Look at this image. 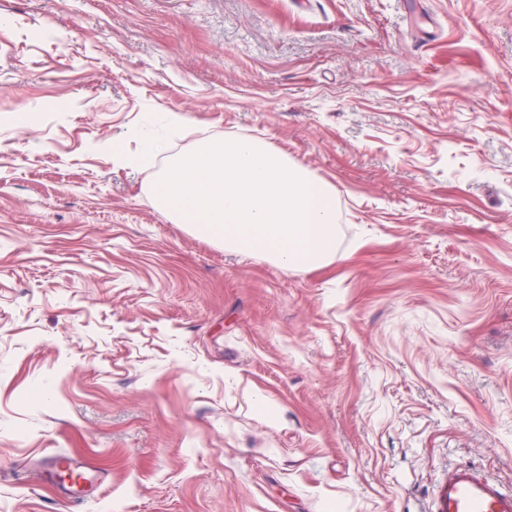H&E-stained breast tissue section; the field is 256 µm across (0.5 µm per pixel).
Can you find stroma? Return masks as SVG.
Returning <instances> with one entry per match:
<instances>
[{"mask_svg":"<svg viewBox=\"0 0 512 512\" xmlns=\"http://www.w3.org/2000/svg\"><path fill=\"white\" fill-rule=\"evenodd\" d=\"M173 112L333 186L335 262L167 221L109 146ZM461 463L512 490V0H0V512H436Z\"/></svg>","mask_w":512,"mask_h":512,"instance_id":"35a3bbf8","label":"stroma"}]
</instances>
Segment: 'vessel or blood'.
Segmentation results:
<instances>
[{
    "mask_svg": "<svg viewBox=\"0 0 512 512\" xmlns=\"http://www.w3.org/2000/svg\"><path fill=\"white\" fill-rule=\"evenodd\" d=\"M438 512H512V491L483 478L472 466L460 464L448 473Z\"/></svg>",
    "mask_w": 512,
    "mask_h": 512,
    "instance_id": "vessel-or-blood-1",
    "label": "vessel or blood"
}]
</instances>
